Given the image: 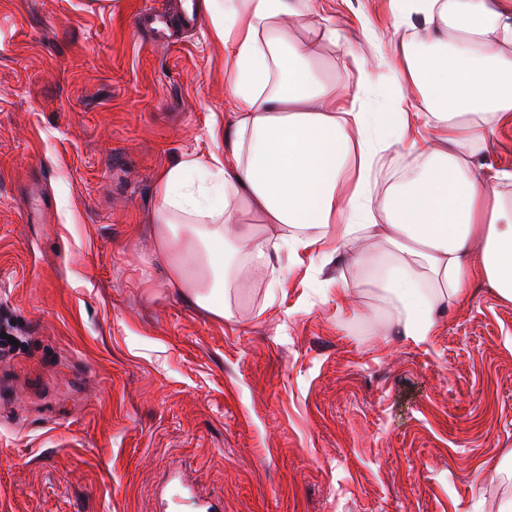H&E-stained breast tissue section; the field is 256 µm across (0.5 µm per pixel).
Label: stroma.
Instances as JSON below:
<instances>
[{
  "label": "stroma",
  "mask_w": 512,
  "mask_h": 512,
  "mask_svg": "<svg viewBox=\"0 0 512 512\" xmlns=\"http://www.w3.org/2000/svg\"><path fill=\"white\" fill-rule=\"evenodd\" d=\"M183 0H0V512H498L512 301L473 271L431 343L341 251L275 258L224 318L153 259L158 173L224 125ZM372 36L388 0H331Z\"/></svg>",
  "instance_id": "stroma-1"
}]
</instances>
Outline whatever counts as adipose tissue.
I'll return each instance as SVG.
<instances>
[{"label": "adipose tissue", "mask_w": 512, "mask_h": 512, "mask_svg": "<svg viewBox=\"0 0 512 512\" xmlns=\"http://www.w3.org/2000/svg\"><path fill=\"white\" fill-rule=\"evenodd\" d=\"M400 35L371 48L393 78L384 116L365 94L376 76L361 48L341 43L327 0H199L224 49L231 136L161 170L154 259L189 305L223 317L246 278L276 275L273 258L326 240L355 264V283L395 312L401 336L431 342L439 309L480 268L512 300V170L475 162L512 120V0H390ZM308 20L312 36L288 24ZM420 22L421 33L404 36ZM343 44L354 83L320 75ZM412 158L403 179L375 192L381 153ZM275 224L277 237L261 227ZM383 241L385 253L370 252Z\"/></svg>", "instance_id": "1"}]
</instances>
